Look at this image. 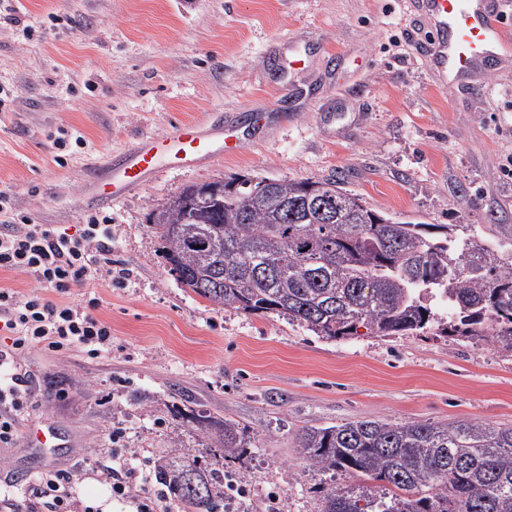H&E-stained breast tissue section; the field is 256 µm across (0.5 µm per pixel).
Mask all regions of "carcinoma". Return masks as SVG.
<instances>
[{
	"label": "carcinoma",
	"instance_id": "obj_1",
	"mask_svg": "<svg viewBox=\"0 0 512 512\" xmlns=\"http://www.w3.org/2000/svg\"><path fill=\"white\" fill-rule=\"evenodd\" d=\"M218 195L162 205L154 224L169 272L212 305L276 313L318 336L421 333L448 309L449 336H485L512 354V237L470 224L394 219L339 180L239 178ZM224 456L241 447L224 421ZM311 468L358 480L323 512H512V427L363 419L307 428ZM159 477L183 512H221L224 466L172 457Z\"/></svg>",
	"mask_w": 512,
	"mask_h": 512
}]
</instances>
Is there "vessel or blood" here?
<instances>
[{
  "mask_svg": "<svg viewBox=\"0 0 512 512\" xmlns=\"http://www.w3.org/2000/svg\"><path fill=\"white\" fill-rule=\"evenodd\" d=\"M511 1L410 0L413 21L426 31L424 55L440 84L488 66L499 60L501 51L512 54V33L501 22L503 7ZM263 119L262 113L254 112L243 121L221 120L206 127L182 122L166 135L142 139L132 150L113 155L106 175L90 176L91 199L108 207L163 166H188L221 154H236L246 127L259 125ZM25 440L47 457L57 448V433L48 425L29 426Z\"/></svg>",
  "mask_w": 512,
  "mask_h": 512,
  "instance_id": "1",
  "label": "vessel or blood"
}]
</instances>
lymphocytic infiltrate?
<instances>
[{
	"label": "lymphocytic infiltrate",
	"instance_id": "obj_1",
	"mask_svg": "<svg viewBox=\"0 0 512 512\" xmlns=\"http://www.w3.org/2000/svg\"><path fill=\"white\" fill-rule=\"evenodd\" d=\"M0 270L23 273L32 281L25 293L0 289V333L12 340L10 346L0 347V447L9 448L17 440L18 417L30 398L26 377L18 370L22 350L33 345L84 348L98 357L112 349L111 328L90 308L64 299L73 287L111 279L112 226L94 217L68 233L18 216L16 223L0 226ZM107 479L113 495L140 492L145 499L142 512H168V494L146 465L113 454ZM72 482L67 472L42 473L28 489L29 512H38L44 500L54 512H72L63 492Z\"/></svg>",
	"mask_w": 512,
	"mask_h": 512
}]
</instances>
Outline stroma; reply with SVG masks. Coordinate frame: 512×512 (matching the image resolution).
I'll return each instance as SVG.
<instances>
[{
    "mask_svg": "<svg viewBox=\"0 0 512 512\" xmlns=\"http://www.w3.org/2000/svg\"><path fill=\"white\" fill-rule=\"evenodd\" d=\"M14 8L18 22L1 15ZM406 0H0V188L12 208L75 231L112 221L123 285L73 288L97 297L112 349L32 346L20 363L33 397L19 417L52 425L54 458L24 441L0 450V484L44 465L75 474L78 512H138L101 471L110 435L136 461L186 455L223 462L243 496L224 512H322L345 478L305 468L303 428L362 418L512 426V354L483 337L316 335L276 314L219 309L168 271L153 219L190 185L234 175L337 176L377 210L425 224L512 229V59L472 90L437 85L409 35ZM304 71L279 78L287 41ZM266 112L239 154L166 169L105 209L88 205L94 163L184 120ZM82 145L57 149L61 133ZM205 422H198V415ZM228 419L247 432L220 458Z\"/></svg>",
    "mask_w": 512,
    "mask_h": 512,
    "instance_id": "1",
    "label": "stroma"
}]
</instances>
